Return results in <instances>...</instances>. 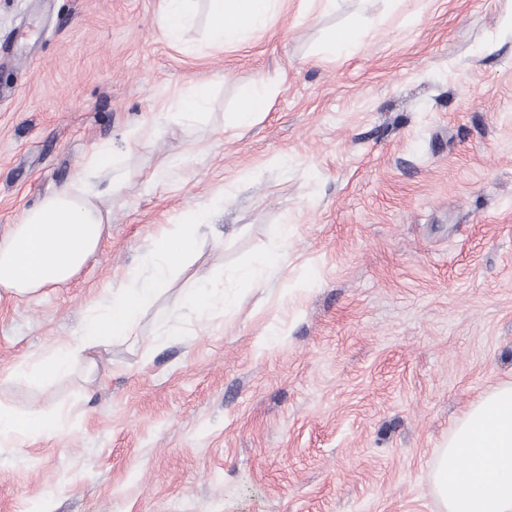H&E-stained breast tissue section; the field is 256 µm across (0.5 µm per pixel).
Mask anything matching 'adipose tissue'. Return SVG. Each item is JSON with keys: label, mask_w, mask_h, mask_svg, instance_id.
<instances>
[{"label": "adipose tissue", "mask_w": 512, "mask_h": 512, "mask_svg": "<svg viewBox=\"0 0 512 512\" xmlns=\"http://www.w3.org/2000/svg\"><path fill=\"white\" fill-rule=\"evenodd\" d=\"M278 0H208L213 44L242 42L263 29ZM196 0H161L159 28L179 42L193 24ZM93 184L80 179L23 213L0 238V291L29 295L74 278L98 250L105 218ZM219 201L184 213L181 224L154 237L144 268L122 273L120 284L91 306L70 347L52 348L25 365L30 384L63 378L86 351L135 335L141 314L153 309L163 288L196 244ZM60 419L0 407V437L28 438L59 432ZM435 492L443 512H512V383L485 394L461 417L435 470Z\"/></svg>", "instance_id": "ef3b65f1"}]
</instances>
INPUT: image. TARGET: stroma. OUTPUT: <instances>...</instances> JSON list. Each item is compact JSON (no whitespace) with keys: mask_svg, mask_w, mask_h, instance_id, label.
Segmentation results:
<instances>
[{"mask_svg":"<svg viewBox=\"0 0 512 512\" xmlns=\"http://www.w3.org/2000/svg\"><path fill=\"white\" fill-rule=\"evenodd\" d=\"M159 12L0 0V237L80 178L108 215L68 286L0 293V405L68 411L59 435L0 438V512H440L444 443L512 382V0H284L224 46L205 0L176 44ZM356 15L365 36L330 52ZM200 84V120L153 119ZM246 84L273 98L242 128ZM102 144L120 193L86 167ZM218 196L136 336L13 378ZM209 280L225 303L190 309Z\"/></svg>","mask_w":512,"mask_h":512,"instance_id":"1","label":"stroma"}]
</instances>
